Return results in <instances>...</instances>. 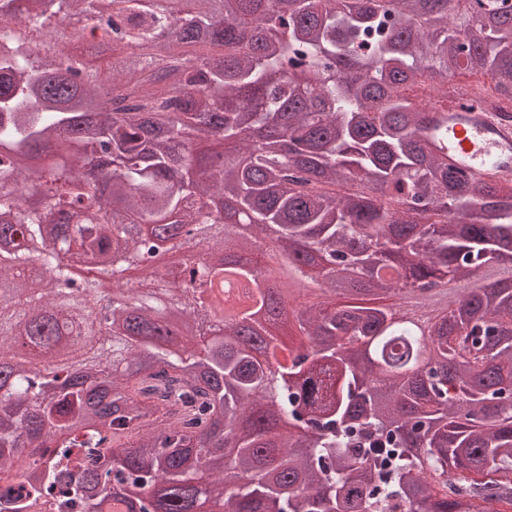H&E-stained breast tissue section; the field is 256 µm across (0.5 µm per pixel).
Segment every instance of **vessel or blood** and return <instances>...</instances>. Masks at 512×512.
<instances>
[{
    "instance_id": "1",
    "label": "vessel or blood",
    "mask_w": 512,
    "mask_h": 512,
    "mask_svg": "<svg viewBox=\"0 0 512 512\" xmlns=\"http://www.w3.org/2000/svg\"><path fill=\"white\" fill-rule=\"evenodd\" d=\"M493 103L492 97L472 87L448 104L422 108L424 130L430 134L447 130L444 151L449 162L476 182L512 178V120L495 111Z\"/></svg>"
}]
</instances>
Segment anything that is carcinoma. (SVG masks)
<instances>
[{"label":"carcinoma","instance_id":"obj_1","mask_svg":"<svg viewBox=\"0 0 512 512\" xmlns=\"http://www.w3.org/2000/svg\"><path fill=\"white\" fill-rule=\"evenodd\" d=\"M0 0V470L16 512H512V179L469 183L419 132L448 77L512 103V0ZM120 56L83 75L59 27ZM269 240L246 238L221 202ZM139 218L116 221L113 206ZM198 224L211 357L163 334L195 321L179 272L112 305L63 295L67 242L119 283ZM340 257L368 298L336 295ZM320 301L301 339L251 328L274 266ZM483 282L392 320L401 290ZM247 285L236 308L224 280ZM98 340L92 356L87 344ZM83 369L62 383L42 360ZM56 447L35 456L36 448ZM100 449L89 465L74 448Z\"/></svg>","mask_w":512,"mask_h":512}]
</instances>
